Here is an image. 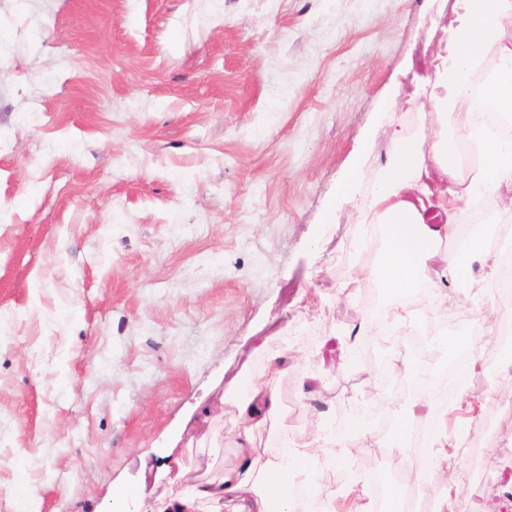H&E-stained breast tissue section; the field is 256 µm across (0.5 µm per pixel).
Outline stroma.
<instances>
[{"label":"stroma","instance_id":"1","mask_svg":"<svg viewBox=\"0 0 512 512\" xmlns=\"http://www.w3.org/2000/svg\"><path fill=\"white\" fill-rule=\"evenodd\" d=\"M441 6L0 0V512L21 458L39 512H153L183 478H217L238 404L280 362L284 421L257 454L345 434L316 483L331 506L369 491L371 444L409 418L418 370L478 311L502 318L481 271L463 287L441 264L445 306H418L431 360L353 331L390 299L363 244L383 232L340 188L355 161L379 175L389 123L438 129L412 93ZM471 350L484 370L455 414L488 480L466 477L453 512L478 494L512 512V409L495 404L512 353Z\"/></svg>","mask_w":512,"mask_h":512}]
</instances>
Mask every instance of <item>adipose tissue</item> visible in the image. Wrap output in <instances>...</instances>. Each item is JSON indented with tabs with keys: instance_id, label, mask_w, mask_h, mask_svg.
Wrapping results in <instances>:
<instances>
[{
	"instance_id": "adipose-tissue-1",
	"label": "adipose tissue",
	"mask_w": 512,
	"mask_h": 512,
	"mask_svg": "<svg viewBox=\"0 0 512 512\" xmlns=\"http://www.w3.org/2000/svg\"><path fill=\"white\" fill-rule=\"evenodd\" d=\"M450 22L453 37L435 66L438 79L427 100L440 126L432 139L407 137L391 131L393 151L380 175L365 181L361 166H353L343 185L344 194H363L368 205L360 214L364 224L381 225L376 268L397 305L369 314L372 323L405 325L412 321L413 304L435 302L432 272L446 260L456 279L468 283L473 262H481L488 282L499 279L501 256L474 242L451 258H442L439 244L453 237L458 222L474 202H486L512 219V135L485 131L479 116L497 113L512 117V0H455ZM475 148L478 166L462 180L456 161L461 146ZM280 368H272L253 384L239 405L242 424L237 432L239 455L224 466L219 480L193 485L176 493L171 512H198L209 504L221 512L226 496H237L235 512H289L291 487L305 484L318 462L316 446L283 449L278 462L254 455L253 433L269 422H282L277 399ZM431 424L426 460H415L407 481L434 480L440 462L454 461L464 441L448 431L454 405L427 394Z\"/></svg>"
}]
</instances>
